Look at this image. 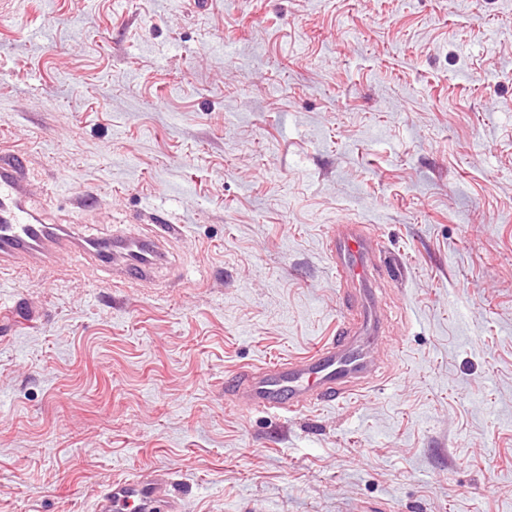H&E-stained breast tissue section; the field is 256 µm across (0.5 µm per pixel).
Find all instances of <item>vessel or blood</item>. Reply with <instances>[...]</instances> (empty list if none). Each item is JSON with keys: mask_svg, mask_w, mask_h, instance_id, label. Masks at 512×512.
<instances>
[{"mask_svg": "<svg viewBox=\"0 0 512 512\" xmlns=\"http://www.w3.org/2000/svg\"><path fill=\"white\" fill-rule=\"evenodd\" d=\"M30 203L25 156L0 152V271L48 263L65 252L98 262L110 270L113 280L146 282L167 260L162 241L179 233L177 225L161 223L147 238L90 240L78 225L42 223ZM329 255L353 296L335 338L305 356L237 371L224 383V393L233 403L285 416L322 401L346 399L372 383L366 348L381 333L383 305L367 226H333ZM172 488L173 480L164 471L116 481L102 493L98 512H183Z\"/></svg>", "mask_w": 512, "mask_h": 512, "instance_id": "b4317fda", "label": "vessel or blood"}]
</instances>
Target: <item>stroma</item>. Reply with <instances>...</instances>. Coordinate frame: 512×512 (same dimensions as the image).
I'll return each instance as SVG.
<instances>
[{"label": "stroma", "instance_id": "obj_1", "mask_svg": "<svg viewBox=\"0 0 512 512\" xmlns=\"http://www.w3.org/2000/svg\"><path fill=\"white\" fill-rule=\"evenodd\" d=\"M0 149L89 237L181 227L153 286L0 273V512H512V0H0ZM398 310L365 393L282 417L240 368L336 334L333 225ZM168 472L157 471L145 479L112 482L100 497L99 512H182L172 492Z\"/></svg>", "mask_w": 512, "mask_h": 512}]
</instances>
